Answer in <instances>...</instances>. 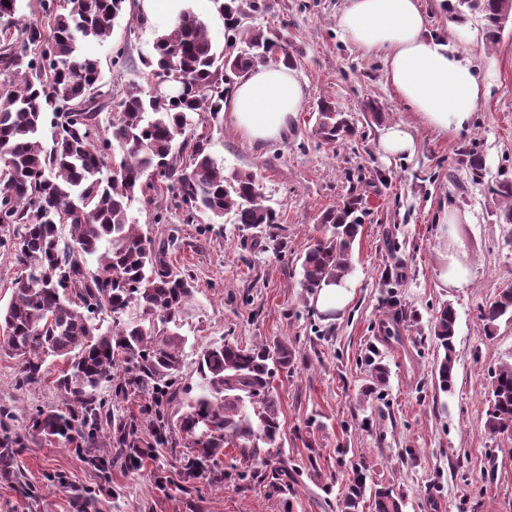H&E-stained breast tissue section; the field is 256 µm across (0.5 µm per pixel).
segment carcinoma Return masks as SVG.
Returning <instances> with one entry per match:
<instances>
[{
	"label": "carcinoma",
	"mask_w": 512,
	"mask_h": 512,
	"mask_svg": "<svg viewBox=\"0 0 512 512\" xmlns=\"http://www.w3.org/2000/svg\"><path fill=\"white\" fill-rule=\"evenodd\" d=\"M20 0H0V249L14 251L21 272L9 303L0 307V348L19 361L22 385L43 380L48 358L63 361L56 379L63 407L39 410L29 420L34 437L77 448L98 447L99 432L112 434V461L136 470L155 448L173 445L172 423L182 434L180 464L186 478L209 473L222 484L224 449L237 450L238 489L262 486L271 496L294 499L299 477L322 479L319 449L307 440L297 462L278 448L279 404L271 385L279 372L298 368V352L285 339L252 346L213 342L197 351L196 395L183 381L188 338L182 328L192 311L194 279L170 262L172 239H155L129 222L132 200L159 196L184 212L222 217L257 229L278 241V215L267 204L250 171L224 174L208 151L201 125H216L234 80L277 52L297 64L280 38L251 23L265 12V0H224L227 44L214 50L205 25L184 14L161 32L145 61L147 88L129 87L112 97L101 91L96 59L79 53L80 42L107 38L126 0H36L24 22L15 20ZM484 14L487 37L497 39L500 20L512 0H460ZM109 112L102 117L103 112ZM52 146L42 142L45 121ZM355 127L336 107L317 106L316 134L327 143L353 136ZM497 194L507 204L501 219L512 224V182ZM363 201L351 195L320 216L323 235L301 259L300 285L308 295L342 284L353 273L352 254L360 233ZM96 259L90 270L87 258ZM112 318L102 328L101 316ZM512 315V289L503 291L481 314L488 335ZM456 313L442 305L431 332L443 357L435 383L454 386ZM367 401L386 387L388 367L367 358ZM133 388L150 395L143 419L105 409L102 390ZM492 433L512 434V362L492 375L487 410ZM341 512H403L404 495L369 480L363 461L351 464L340 488Z\"/></svg>",
	"instance_id": "cac0c4a2"
}]
</instances>
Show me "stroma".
Listing matches in <instances>:
<instances>
[{
    "instance_id": "obj_1",
    "label": "stroma",
    "mask_w": 512,
    "mask_h": 512,
    "mask_svg": "<svg viewBox=\"0 0 512 512\" xmlns=\"http://www.w3.org/2000/svg\"><path fill=\"white\" fill-rule=\"evenodd\" d=\"M447 2L446 9H432L429 31L471 58L487 89L467 131L418 126L413 156H385L382 124H416L417 118L389 83L384 54H363L342 38L337 15L344 0H266L257 22L280 34L296 56L306 84L303 105L283 140L249 144L225 120L211 128L209 152L225 171L256 173L280 216L278 244L259 245L256 232L229 214L185 223L165 199L155 206L134 200L129 217L153 238L174 236L171 260L195 279V303L183 328L188 383L197 381L200 345L288 339L304 359L272 383L280 402L279 445L288 455L305 454L313 418L324 424L314 438L322 469L335 470V448H352L370 464L374 481L404 494L403 512H512V436L486 428L491 375L512 362V316L500 318L491 336L480 319L512 288V224L500 221L502 200L494 192L512 180V17L501 21L492 44L481 12ZM179 11L200 20L215 49L223 50V15L203 0H181L175 12L157 0L151 18L125 11L108 38L81 42V53L100 64L104 90L117 96L143 84L154 40ZM119 50L124 59L117 65ZM324 98L345 110L357 128L354 137L326 144L316 136ZM370 101L382 120L367 111ZM467 149L483 156L481 176L472 175ZM352 193L365 207L353 249L352 297L330 320L301 296L300 258L320 235V215ZM159 208L162 224L153 220ZM446 211L460 223L442 226ZM445 250L468 270L466 286H443ZM446 303L456 312L455 384L448 393L434 384L443 352L431 335L433 315ZM397 309L407 314L397 325L403 341L379 345ZM374 346L389 380L382 399L363 404V358ZM45 367L41 383L18 386V361L0 349V406L15 415L10 437L21 469L17 476L0 473V512H331L326 494L306 476L290 507L257 488L238 491L229 481L220 489L204 476L183 481L179 458L167 448L130 471L118 464L98 468L74 448L33 440L30 416L62 402L55 381L64 364L50 359Z\"/></svg>"
}]
</instances>
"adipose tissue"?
<instances>
[{"label":"adipose tissue","mask_w":512,"mask_h":512,"mask_svg":"<svg viewBox=\"0 0 512 512\" xmlns=\"http://www.w3.org/2000/svg\"><path fill=\"white\" fill-rule=\"evenodd\" d=\"M337 26L363 53L384 52L390 84L424 127L445 133L470 126L482 95L474 66L429 34L421 0H345ZM304 98L294 69L259 65L235 84L225 108L243 139L262 144L287 135Z\"/></svg>","instance_id":"adipose-tissue-1"}]
</instances>
